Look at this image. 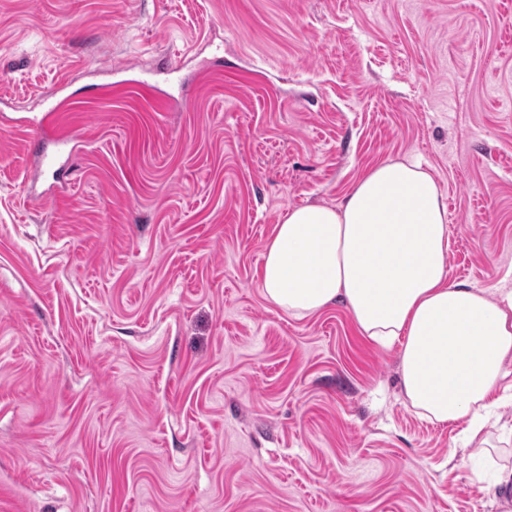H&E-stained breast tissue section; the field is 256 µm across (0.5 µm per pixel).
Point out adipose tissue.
<instances>
[{"mask_svg":"<svg viewBox=\"0 0 512 512\" xmlns=\"http://www.w3.org/2000/svg\"><path fill=\"white\" fill-rule=\"evenodd\" d=\"M448 210L434 177L389 160L336 206L288 209L265 246V298L304 316L344 301L359 329L400 347L401 386L435 422L492 421L512 359V289L489 299L447 275Z\"/></svg>","mask_w":512,"mask_h":512,"instance_id":"obj_1","label":"adipose tissue"}]
</instances>
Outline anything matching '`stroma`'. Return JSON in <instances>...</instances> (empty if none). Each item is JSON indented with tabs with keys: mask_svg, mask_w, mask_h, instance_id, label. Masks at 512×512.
Here are the masks:
<instances>
[{
	"mask_svg": "<svg viewBox=\"0 0 512 512\" xmlns=\"http://www.w3.org/2000/svg\"><path fill=\"white\" fill-rule=\"evenodd\" d=\"M58 83L47 199L17 120ZM0 112V512H498L399 347L260 270L288 208L406 158L449 282L512 289V0H0ZM490 398L512 453V362ZM37 157L40 170L51 173V176L56 179L58 191L62 193L63 189L68 184V182L60 181V178H63L64 175V168L67 159L64 163H60L57 154L48 153L46 151H39L37 153Z\"/></svg>",
	"mask_w": 512,
	"mask_h": 512,
	"instance_id": "stroma-1",
	"label": "stroma"
}]
</instances>
